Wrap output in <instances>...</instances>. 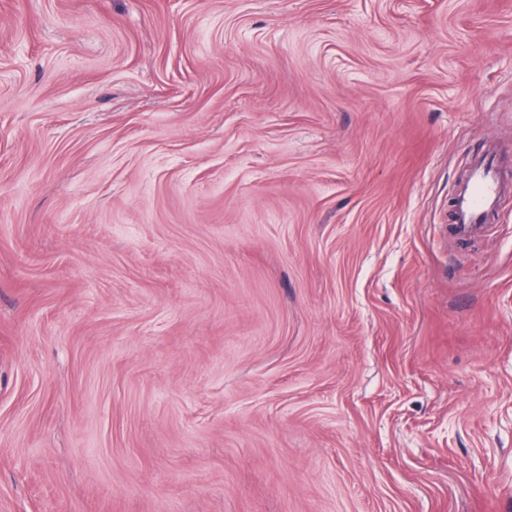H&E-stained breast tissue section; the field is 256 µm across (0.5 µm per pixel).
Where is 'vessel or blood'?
I'll use <instances>...</instances> for the list:
<instances>
[{"instance_id":"obj_1","label":"vessel or blood","mask_w":512,"mask_h":512,"mask_svg":"<svg viewBox=\"0 0 512 512\" xmlns=\"http://www.w3.org/2000/svg\"><path fill=\"white\" fill-rule=\"evenodd\" d=\"M507 185L498 175L492 161L475 162L454 198V224L462 237L479 233L493 213Z\"/></svg>"}]
</instances>
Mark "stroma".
<instances>
[{"label":"stroma","instance_id":"1","mask_svg":"<svg viewBox=\"0 0 512 512\" xmlns=\"http://www.w3.org/2000/svg\"><path fill=\"white\" fill-rule=\"evenodd\" d=\"M512 0H0V512H512ZM506 190L507 184L498 177L492 161L475 162L454 198L456 233L461 237L479 233Z\"/></svg>","mask_w":512,"mask_h":512}]
</instances>
